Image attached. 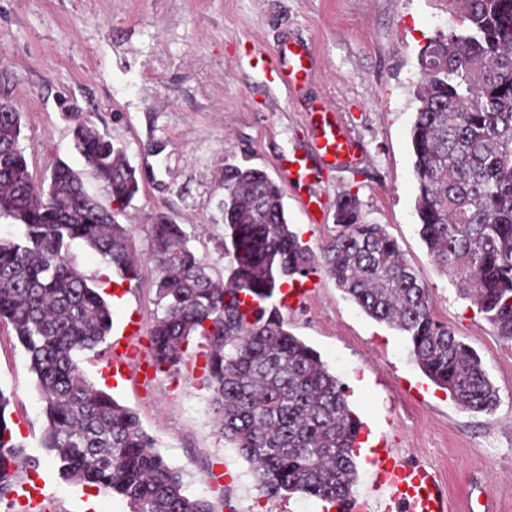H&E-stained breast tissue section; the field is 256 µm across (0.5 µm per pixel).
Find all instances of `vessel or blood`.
Wrapping results in <instances>:
<instances>
[{
	"label": "vessel or blood",
	"mask_w": 512,
	"mask_h": 512,
	"mask_svg": "<svg viewBox=\"0 0 512 512\" xmlns=\"http://www.w3.org/2000/svg\"><path fill=\"white\" fill-rule=\"evenodd\" d=\"M287 56V71L279 72L278 80L291 84L304 79L309 70V57L298 46L286 44L280 49ZM317 129L316 156L308 158L297 154L283 158L280 169L286 183L305 187L320 178L322 172L350 162L356 145L345 131L331 120L328 109H320L314 116ZM137 330L136 323H129L126 335L113 342L112 376L122 379L129 367L132 349L129 334ZM380 484L388 489L384 512H447L448 502L436 472L423 466L394 459L381 460L377 469Z\"/></svg>",
	"instance_id": "obj_1"
}]
</instances>
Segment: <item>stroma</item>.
Instances as JSON below:
<instances>
[{
  "mask_svg": "<svg viewBox=\"0 0 512 512\" xmlns=\"http://www.w3.org/2000/svg\"><path fill=\"white\" fill-rule=\"evenodd\" d=\"M442 0H0V98L21 112V146L34 181L63 161L79 172L102 205L110 199L74 149L66 105L97 130L124 143L140 165L150 141L165 143L152 158L124 220L142 262L139 280L112 303L115 330L129 318L138 357L161 309L150 260V224L158 212L195 231L191 244L224 273L216 251L224 225L213 187L225 162L249 160L273 180L288 154L314 155L311 113L328 105L359 143L350 167L323 172L314 190L322 223H310L293 189H285L289 223L319 246L335 234L336 203L356 194L363 222L384 225L428 288L435 317L481 357L497 394L493 413L459 406L410 355L405 336L365 315L325 273L303 282L308 293L283 315L289 331L317 351L347 389L362 419L368 450L357 459L354 493L371 497L370 457L393 453L440 471L450 512H512V341L493 327L439 270L418 234L410 128L415 116L418 55L444 25ZM288 42L304 46L312 68L299 87L274 82L285 69ZM86 376L135 410L165 460L193 495L223 498V512H327L301 494L269 498L249 464L219 433L210 393L199 379L131 369L116 383L108 356H78ZM0 390L27 454L32 486L43 487L40 512H130L125 500L65 481L40 438L45 426L36 380L12 329L0 326Z\"/></svg>",
  "mask_w": 512,
  "mask_h": 512,
  "instance_id": "obj_1",
  "label": "stroma"
}]
</instances>
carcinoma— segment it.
<instances>
[{
    "label": "carcinoma",
    "instance_id": "carcinoma-1",
    "mask_svg": "<svg viewBox=\"0 0 512 512\" xmlns=\"http://www.w3.org/2000/svg\"><path fill=\"white\" fill-rule=\"evenodd\" d=\"M418 107L410 130L418 233L434 263L498 336L512 340V0H448V23L419 53ZM22 114L0 112V322L10 324L36 376L46 424L42 447L61 477L89 484L131 512H221L191 494L137 413L97 388L77 356L106 344L112 310L95 278L70 260L81 240L122 280L141 263L118 217L145 166L81 118L74 147L111 199L104 207L79 174L57 163L33 182L20 146ZM225 277L166 212L151 224V261L164 314L148 349L157 374L196 366L190 340L205 341L203 387L217 427L269 497L300 493L344 512L357 480L362 429L346 387L321 356L288 331L283 287L321 270L366 315L407 337L424 374L463 408L490 414L497 393L480 356L432 313L419 273L381 224H366L355 194L338 202L339 230L318 250L288 224L283 191L267 173L224 164L219 183ZM0 390V500L32 466Z\"/></svg>",
    "mask_w": 512,
    "mask_h": 512
}]
</instances>
